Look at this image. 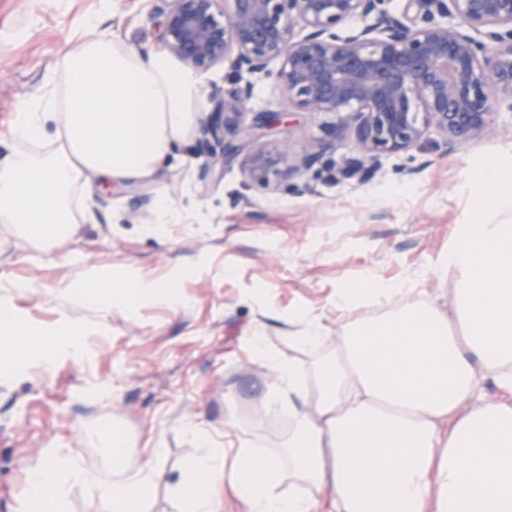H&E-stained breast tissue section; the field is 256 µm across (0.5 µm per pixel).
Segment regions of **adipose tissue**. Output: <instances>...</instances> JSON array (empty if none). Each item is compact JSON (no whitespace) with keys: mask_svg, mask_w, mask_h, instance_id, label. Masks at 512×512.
I'll list each match as a JSON object with an SVG mask.
<instances>
[{"mask_svg":"<svg viewBox=\"0 0 512 512\" xmlns=\"http://www.w3.org/2000/svg\"><path fill=\"white\" fill-rule=\"evenodd\" d=\"M59 70L62 89L18 108L11 132L21 147L0 166V222L47 252L69 236L73 191L87 175L115 183L152 177L197 122L201 98L199 75L166 51L140 53L100 35L63 55ZM485 179L479 223L459 225L440 263L457 283L452 311L415 300L395 306L400 289L367 278L341 289L340 300L374 298L390 309L344 324L336 359L313 372L302 360L261 353L277 378L267 412L292 414L287 448L239 449L227 473L223 449L202 437L174 478L154 458L128 468L135 444L107 434L112 472L46 449L15 512H61L72 485L94 489L89 512H148L161 482L176 512H220L227 483L250 512H313L310 497L279 493L285 475L332 486L333 512H512V225L498 220L512 209V175L491 164ZM75 292L108 312L158 288L132 271L119 283L86 267ZM312 373L319 396L308 414L295 402ZM488 378L508 400L482 398Z\"/></svg>","mask_w":512,"mask_h":512,"instance_id":"ef3b65f1","label":"adipose tissue"}]
</instances>
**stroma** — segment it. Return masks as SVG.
Masks as SVG:
<instances>
[{"label": "stroma", "mask_w": 512, "mask_h": 512, "mask_svg": "<svg viewBox=\"0 0 512 512\" xmlns=\"http://www.w3.org/2000/svg\"><path fill=\"white\" fill-rule=\"evenodd\" d=\"M157 19L139 0H0V164L20 147L10 127L18 107L48 95V76L64 53L90 33L112 34L133 48H158ZM251 106L283 113L282 124L256 141L294 149L329 141L321 163L277 190L252 183L242 164L202 177L207 161L197 131L175 141L144 182L90 178L77 190L81 214L71 237L50 253L0 223V297L25 326L53 333L66 321L83 333L87 356L45 371L23 363L0 378V512H14L28 470L49 448H69L87 464L107 467L95 434L113 426L133 435L143 456L178 475L196 453V435L224 451H271L289 428L265 415L275 375L258 361L260 338L272 355L316 367L332 359L345 322L378 318L384 308L336 306L340 287L369 278L408 297L450 308L456 282L437 269L461 224H474L475 196L487 161L512 172V112L496 116L485 139L445 149L382 157L366 180L339 177L334 163L351 154L354 134L324 112L289 110L275 78L259 82ZM169 200L181 220L153 226L132 216ZM86 266L122 277L174 282L179 310L160 298L98 311L71 297ZM319 319L325 337L313 349L290 345L297 313Z\"/></svg>", "instance_id": "obj_1"}]
</instances>
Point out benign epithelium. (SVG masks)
Segmentation results:
<instances>
[{
	"instance_id": "7a95c632",
	"label": "benign epithelium",
	"mask_w": 512,
	"mask_h": 512,
	"mask_svg": "<svg viewBox=\"0 0 512 512\" xmlns=\"http://www.w3.org/2000/svg\"><path fill=\"white\" fill-rule=\"evenodd\" d=\"M148 2L167 53L194 70L221 65L234 82L208 99L199 140L207 175L247 155L249 178L274 190L329 147L303 150L284 170L289 141L251 152L280 121L250 107L273 62L288 106L341 114L354 128L356 157L342 164L351 174L421 148L432 131L451 148L480 140L496 106L512 111V0H403L399 11L390 0H230L228 13L224 0ZM353 19L363 26L343 32Z\"/></svg>"
}]
</instances>
